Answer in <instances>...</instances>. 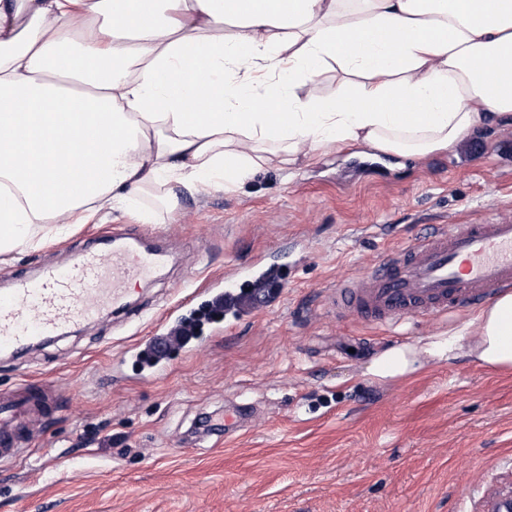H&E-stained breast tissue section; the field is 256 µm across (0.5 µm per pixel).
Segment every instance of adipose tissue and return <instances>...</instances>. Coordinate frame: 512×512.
<instances>
[{"mask_svg":"<svg viewBox=\"0 0 512 512\" xmlns=\"http://www.w3.org/2000/svg\"><path fill=\"white\" fill-rule=\"evenodd\" d=\"M331 67L344 82L312 98ZM499 124L512 0H0V254L151 186L232 188L295 165L301 140L424 155ZM461 352L512 370V292L368 372Z\"/></svg>","mask_w":512,"mask_h":512,"instance_id":"obj_1","label":"adipose tissue"}]
</instances>
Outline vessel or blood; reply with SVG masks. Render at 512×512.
Listing matches in <instances>:
<instances>
[{
	"label": "vessel or blood",
	"mask_w": 512,
	"mask_h": 512,
	"mask_svg": "<svg viewBox=\"0 0 512 512\" xmlns=\"http://www.w3.org/2000/svg\"><path fill=\"white\" fill-rule=\"evenodd\" d=\"M112 261L102 264L91 243L69 245L65 264L42 266L36 275L14 273L0 298V348L16 351L88 322L105 308H120L129 281L163 266L167 252L141 248L139 237L120 231L108 239ZM285 264L265 254L234 264L223 278L201 289L206 307L222 313L218 333L236 328L256 312L262 292L288 286ZM512 287V224H444L430 234L386 252L358 276L331 289L326 301L341 316L392 324L418 315H445L473 308ZM196 314L184 303L169 312L158 333L136 342L130 356L149 354L150 373L164 371L187 342L181 331ZM50 391L0 393V463L18 459L26 443L17 432L24 415L52 408Z\"/></svg>",
	"instance_id": "b4317fda"
}]
</instances>
